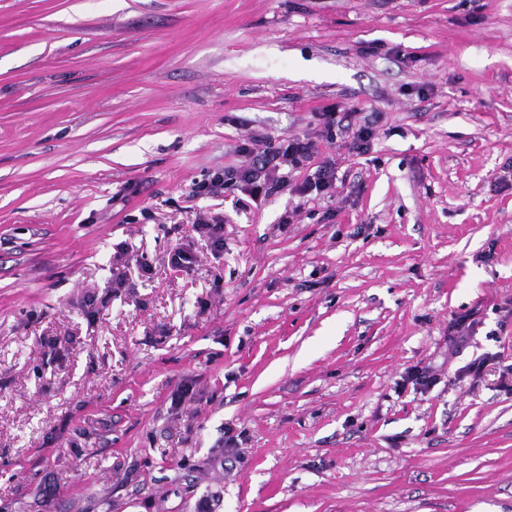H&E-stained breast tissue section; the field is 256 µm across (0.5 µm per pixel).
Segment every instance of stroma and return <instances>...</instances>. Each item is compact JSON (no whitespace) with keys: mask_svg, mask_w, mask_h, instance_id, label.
<instances>
[{"mask_svg":"<svg viewBox=\"0 0 512 512\" xmlns=\"http://www.w3.org/2000/svg\"><path fill=\"white\" fill-rule=\"evenodd\" d=\"M511 163L512 0H0V512H512ZM342 113L339 108H331L320 112V119L323 120V133H326V137L333 140V136H336V126L339 130L347 134L349 143L347 147L350 152L362 154L368 152L373 144L374 140V129L373 124L364 123L359 125L357 128H353L350 123L343 125L342 123L349 118V112H344V116L339 118V114ZM237 151L249 158L247 164L224 168L209 182L199 185L198 194H216L225 181L235 180L242 183L253 198L269 197L288 187L290 171L303 167L305 162L311 163L315 153L312 140L304 136L288 137L275 145L260 135H251ZM286 168V173H280ZM336 187V169L327 161L316 166L313 174L292 189L300 197L307 196L313 191L318 194L328 193Z\"/></svg>","mask_w":512,"mask_h":512,"instance_id":"1","label":"stroma"}]
</instances>
